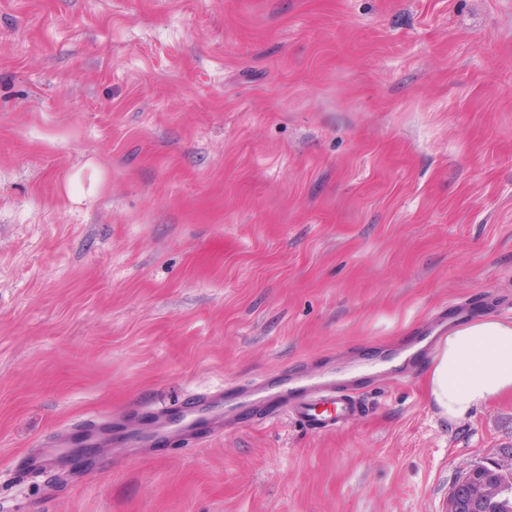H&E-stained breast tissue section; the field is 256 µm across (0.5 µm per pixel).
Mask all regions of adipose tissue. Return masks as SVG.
Masks as SVG:
<instances>
[{
  "instance_id": "ef3b65f1",
  "label": "adipose tissue",
  "mask_w": 512,
  "mask_h": 512,
  "mask_svg": "<svg viewBox=\"0 0 512 512\" xmlns=\"http://www.w3.org/2000/svg\"><path fill=\"white\" fill-rule=\"evenodd\" d=\"M427 376L431 403L451 420L512 394V322L486 318L450 330L438 340Z\"/></svg>"
}]
</instances>
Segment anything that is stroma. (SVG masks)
Instances as JSON below:
<instances>
[{"mask_svg":"<svg viewBox=\"0 0 512 512\" xmlns=\"http://www.w3.org/2000/svg\"><path fill=\"white\" fill-rule=\"evenodd\" d=\"M444 314L512 321V0H0V512H443L512 461L389 373ZM299 365L378 380L38 464ZM479 469L480 466L470 469L468 474L453 487L448 499V512L477 510L478 500L484 498L482 495L491 490V486L487 484L489 479H482V484L472 481V477Z\"/></svg>","mask_w":512,"mask_h":512,"instance_id":"stroma-1","label":"stroma"}]
</instances>
